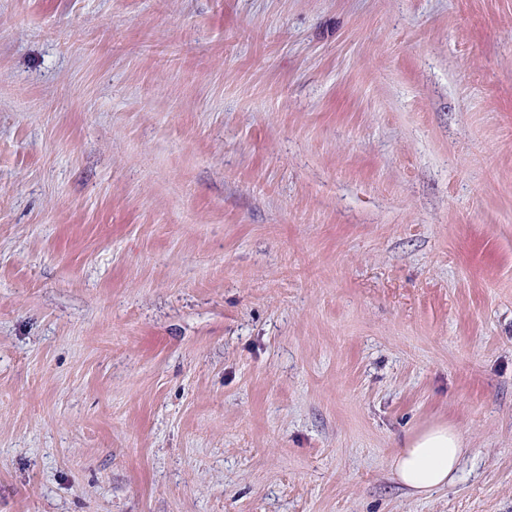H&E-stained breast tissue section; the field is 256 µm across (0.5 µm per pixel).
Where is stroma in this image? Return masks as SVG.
Here are the masks:
<instances>
[{
	"label": "stroma",
	"instance_id": "obj_1",
	"mask_svg": "<svg viewBox=\"0 0 512 512\" xmlns=\"http://www.w3.org/2000/svg\"><path fill=\"white\" fill-rule=\"evenodd\" d=\"M0 512H512V0H0ZM462 435L446 425L428 426L409 436L393 455L391 470L411 495L448 485L465 451Z\"/></svg>",
	"mask_w": 512,
	"mask_h": 512
}]
</instances>
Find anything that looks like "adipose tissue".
<instances>
[{
	"mask_svg": "<svg viewBox=\"0 0 512 512\" xmlns=\"http://www.w3.org/2000/svg\"><path fill=\"white\" fill-rule=\"evenodd\" d=\"M464 453V439L454 428L432 425L409 436L393 455L391 470L415 496L447 485Z\"/></svg>",
	"mask_w": 512,
	"mask_h": 512,
	"instance_id": "ef3b65f1",
	"label": "adipose tissue"
}]
</instances>
